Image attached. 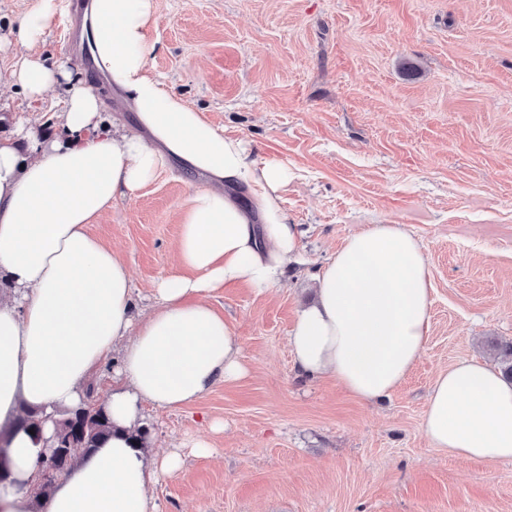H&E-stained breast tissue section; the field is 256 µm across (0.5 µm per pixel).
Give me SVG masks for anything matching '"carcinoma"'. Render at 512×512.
<instances>
[{"instance_id":"obj_1","label":"carcinoma","mask_w":512,"mask_h":512,"mask_svg":"<svg viewBox=\"0 0 512 512\" xmlns=\"http://www.w3.org/2000/svg\"><path fill=\"white\" fill-rule=\"evenodd\" d=\"M493 355L503 373L512 378V342L497 343L493 346ZM92 403L91 396L74 408L58 411L49 417L38 410H28L21 423L38 433L44 429L47 420H52L53 433L70 437L64 446L58 448L57 464L63 468L62 475H68L80 459L101 447L112 437V419L100 405L92 416L85 414V408Z\"/></svg>"}]
</instances>
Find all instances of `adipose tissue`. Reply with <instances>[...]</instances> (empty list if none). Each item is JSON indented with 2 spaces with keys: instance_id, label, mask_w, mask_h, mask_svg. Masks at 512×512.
Listing matches in <instances>:
<instances>
[{
  "instance_id": "1",
  "label": "adipose tissue",
  "mask_w": 512,
  "mask_h": 512,
  "mask_svg": "<svg viewBox=\"0 0 512 512\" xmlns=\"http://www.w3.org/2000/svg\"><path fill=\"white\" fill-rule=\"evenodd\" d=\"M153 0H92L88 22L99 66L134 107L141 133L116 135L97 97L74 88L61 116L64 140L0 141V269L16 292L0 300V422L11 481L0 512H34L28 487L43 445L15 421L20 406L52 413L79 404L82 386L124 343L106 402L114 432L61 480L46 512H154L147 490L179 471L181 457L149 459L132 433L138 404H191L244 371L231 323L201 294L235 282L270 288L296 253L300 231L281 205L289 171L257 163L149 73ZM202 173L177 242L189 276L169 275L157 305L133 316L124 261L85 231L116 196L168 164ZM432 283L419 242L394 224L351 235L317 275L289 344L301 374L331 375L352 395L380 401L405 381L430 328ZM422 429L453 456L512 460V381L473 360L441 373Z\"/></svg>"
}]
</instances>
